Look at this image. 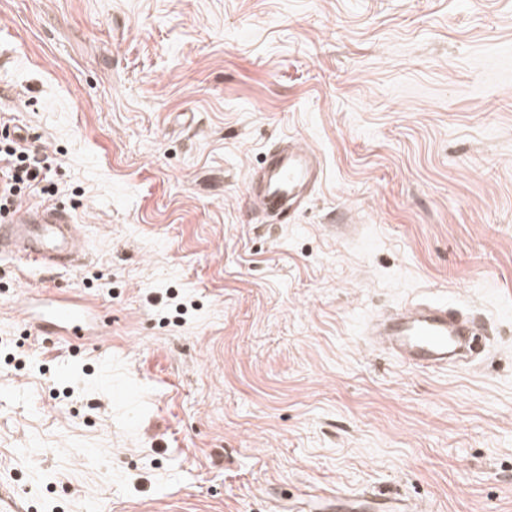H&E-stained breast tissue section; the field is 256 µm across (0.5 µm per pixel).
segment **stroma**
I'll return each instance as SVG.
<instances>
[{
    "instance_id": "1",
    "label": "stroma",
    "mask_w": 512,
    "mask_h": 512,
    "mask_svg": "<svg viewBox=\"0 0 512 512\" xmlns=\"http://www.w3.org/2000/svg\"><path fill=\"white\" fill-rule=\"evenodd\" d=\"M1 49L88 251L56 284L112 331L73 352L0 307V494L512 512V0H0ZM288 136L324 175L276 224L244 185ZM416 295L486 321L481 357L370 347ZM325 512H420L416 503L389 498L372 491L336 495V500H326Z\"/></svg>"
}]
</instances>
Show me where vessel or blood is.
<instances>
[{"instance_id":"b4317fda","label":"vessel or blood","mask_w":512,"mask_h":512,"mask_svg":"<svg viewBox=\"0 0 512 512\" xmlns=\"http://www.w3.org/2000/svg\"><path fill=\"white\" fill-rule=\"evenodd\" d=\"M323 169L316 152L294 138L272 144L254 178L246 182L249 204L276 224L293 220L321 184ZM88 258L73 214L59 204L16 205L0 223V262L25 263L44 273L39 293L18 290L4 303L18 321L76 347L111 328L112 318L96 299L59 294L49 274L73 272ZM479 328L464 310L422 296L364 326L370 346L389 352L400 364L444 370L462 358ZM324 512H420L417 504L372 491L343 494L326 501Z\"/></svg>"}]
</instances>
